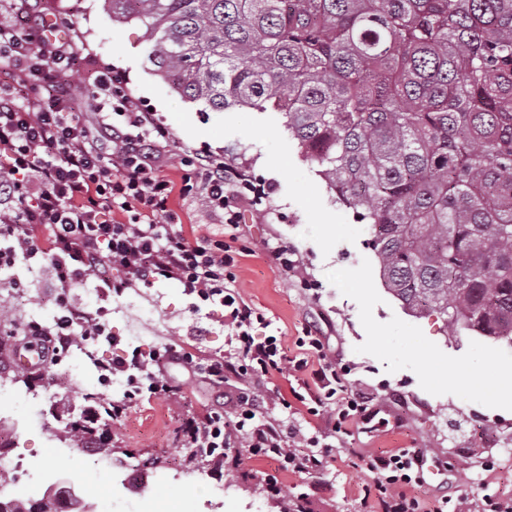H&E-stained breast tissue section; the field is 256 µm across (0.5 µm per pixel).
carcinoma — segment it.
Here are the masks:
<instances>
[{"label": "carcinoma", "mask_w": 512, "mask_h": 512, "mask_svg": "<svg viewBox=\"0 0 512 512\" xmlns=\"http://www.w3.org/2000/svg\"><path fill=\"white\" fill-rule=\"evenodd\" d=\"M213 110L276 112L414 314L512 340V0H107Z\"/></svg>", "instance_id": "carcinoma-1"}]
</instances>
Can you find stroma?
Masks as SVG:
<instances>
[{
	"mask_svg": "<svg viewBox=\"0 0 512 512\" xmlns=\"http://www.w3.org/2000/svg\"><path fill=\"white\" fill-rule=\"evenodd\" d=\"M37 6L64 20L60 36L71 39L84 58L72 77L76 113L91 111L85 87L97 67L109 66L172 132L164 174L176 176L183 150L203 148L254 181L274 184L270 196L242 209L237 234L248 253L234 270L236 286L265 314L269 333L281 337L287 350H295L305 327L318 328L350 367L354 390L374 399L385 423H355L320 473L280 474L275 464H264L284 487L283 495L271 496L255 479L214 472L204 461L185 465L176 429L186 415L210 407L214 391L179 371L175 399L128 410L120 425L124 439L113 444L109 464L79 465L78 451L59 450L57 437L98 393L123 395L119 387H103L97 359L136 346L149 350L184 342L214 355L232 345L221 308L192 310L177 282L132 288L112 299L77 288L72 302L89 311L108 308L121 343L86 351L73 346L63 361L62 384L53 388H31L19 379L21 367L0 358V426L18 428V449L28 462L51 467L54 484L91 493V512H145L141 489L122 483L130 464L153 474V495L174 512H294L299 506L304 512H365L363 487L371 477L363 459L347 456L350 448L362 449L364 456L425 449L430 472L414 493L426 500L446 495L462 501L465 512H477L484 495L512 498V403L489 393L501 373L512 372V348L475 335L454 339L437 316L407 314L381 282L367 247L368 225L333 201L276 113L215 112L187 101L170 80L154 73L144 27L113 21L106 0H38ZM174 208L195 236L224 237L202 194L176 196ZM281 241L297 251V266L288 273L268 257V246ZM0 293L9 296L17 320L46 323L56 313L48 270L18 266L13 276L0 278ZM463 370L469 373L464 380ZM475 448L492 456L490 468L472 457Z\"/></svg>",
	"mask_w": 512,
	"mask_h": 512,
	"instance_id": "stroma-1",
	"label": "stroma"
}]
</instances>
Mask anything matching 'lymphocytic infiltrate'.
<instances>
[{
  "label": "lymphocytic infiltrate",
  "instance_id": "lymphocytic-infiltrate-1",
  "mask_svg": "<svg viewBox=\"0 0 512 512\" xmlns=\"http://www.w3.org/2000/svg\"><path fill=\"white\" fill-rule=\"evenodd\" d=\"M0 8L30 23L22 33L0 26V270L20 261L48 268L56 292L52 322H28L23 332V344L39 345L42 357L28 382L55 385L53 367L78 342H115L107 311L76 306L73 289L90 285L109 298L172 280L195 304L223 307L234 351L203 360L187 347L168 344L98 361L100 381L124 377L130 383L111 402V418L146 396L172 400L179 387L171 373L179 368L217 391L210 408L182 424L188 460L202 452L217 470L267 461L281 471L320 473L331 439L357 421L373 420L378 408L350 392L348 366L337 362L321 337H299L291 354L278 337L260 335L268 319L233 286L239 248L221 239L190 238L172 209L176 192L199 185L215 219L235 228L243 205L269 195V188L196 149L186 151L180 181L164 176L163 153L172 134L133 101L112 69L99 70L88 88L91 122L79 120L69 83L78 67L71 43L46 37L48 19L29 0H0ZM283 371L295 374L297 386L282 406L300 403L319 424L315 435L276 418L256 419L261 387ZM231 378L237 386L228 392L224 382ZM234 431L242 445L236 452ZM299 445L306 454L296 453ZM425 457L420 448L368 457L367 512H448V497L426 501L411 493L423 482Z\"/></svg>",
  "mask_w": 512,
  "mask_h": 512
}]
</instances>
